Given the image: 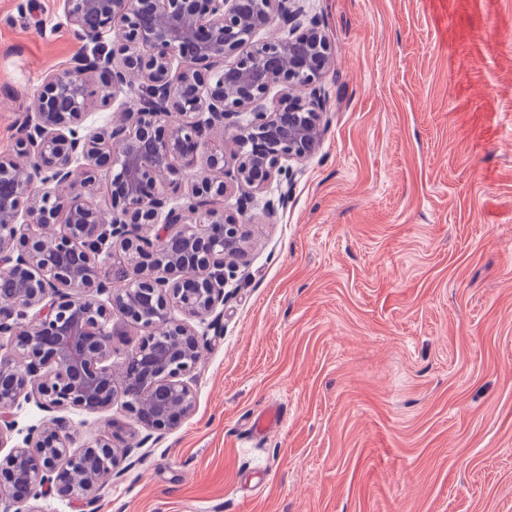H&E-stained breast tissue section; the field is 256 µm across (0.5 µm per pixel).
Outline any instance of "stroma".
I'll return each mask as SVG.
<instances>
[{"mask_svg":"<svg viewBox=\"0 0 512 512\" xmlns=\"http://www.w3.org/2000/svg\"><path fill=\"white\" fill-rule=\"evenodd\" d=\"M300 3L336 55L324 135L275 215L276 187L224 198L250 248L192 414L67 411L72 447L145 445L94 506L17 512H512V0ZM91 49L58 0H0V154Z\"/></svg>","mask_w":512,"mask_h":512,"instance_id":"35a3bbf8","label":"stroma"}]
</instances>
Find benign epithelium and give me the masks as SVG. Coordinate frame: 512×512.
I'll return each instance as SVG.
<instances>
[{
    "label": "benign epithelium",
    "instance_id": "benign-epithelium-1",
    "mask_svg": "<svg viewBox=\"0 0 512 512\" xmlns=\"http://www.w3.org/2000/svg\"><path fill=\"white\" fill-rule=\"evenodd\" d=\"M61 2L78 39L110 46L49 75L19 121L18 158L0 155V279L10 288L0 296V449L22 398L48 412H104L121 397L154 431L191 414L206 336L197 326L220 317L250 246L224 195L275 181L266 210L286 207L290 163L322 138L317 83L336 61L316 19L295 34V0ZM134 88L150 100L87 124ZM103 179L106 210L88 201ZM114 261L119 285L106 268ZM130 325L143 337L118 362ZM65 429L59 416L31 425L0 456V512L51 494L91 504L148 442L126 444L115 430L74 450Z\"/></svg>",
    "mask_w": 512,
    "mask_h": 512
}]
</instances>
